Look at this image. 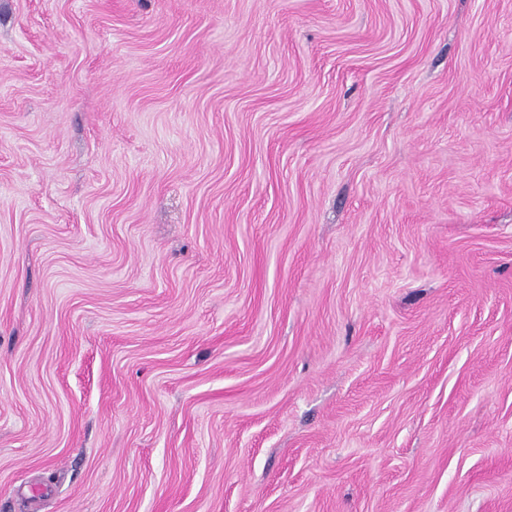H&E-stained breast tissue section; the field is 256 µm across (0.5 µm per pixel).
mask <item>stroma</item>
I'll return each instance as SVG.
<instances>
[{
  "mask_svg": "<svg viewBox=\"0 0 512 512\" xmlns=\"http://www.w3.org/2000/svg\"><path fill=\"white\" fill-rule=\"evenodd\" d=\"M0 512H512V0H0Z\"/></svg>",
  "mask_w": 512,
  "mask_h": 512,
  "instance_id": "obj_1",
  "label": "stroma"
}]
</instances>
